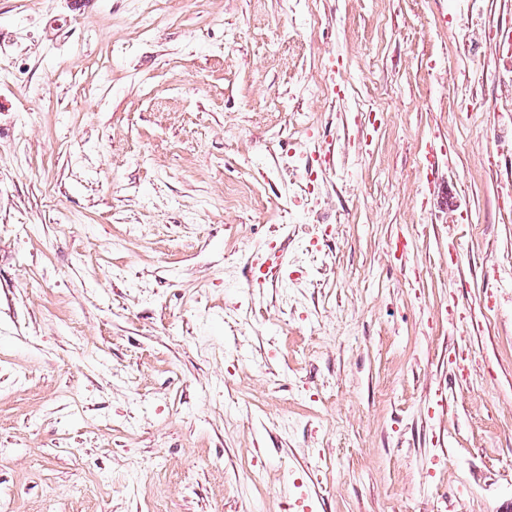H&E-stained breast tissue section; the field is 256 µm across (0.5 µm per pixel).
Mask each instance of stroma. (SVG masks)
I'll return each instance as SVG.
<instances>
[{
  "label": "stroma",
  "instance_id": "stroma-1",
  "mask_svg": "<svg viewBox=\"0 0 512 512\" xmlns=\"http://www.w3.org/2000/svg\"><path fill=\"white\" fill-rule=\"evenodd\" d=\"M483 4L0 0V512H512V163L455 99L501 65L456 61L512 27ZM327 146L282 223L289 155Z\"/></svg>",
  "mask_w": 512,
  "mask_h": 512
}]
</instances>
